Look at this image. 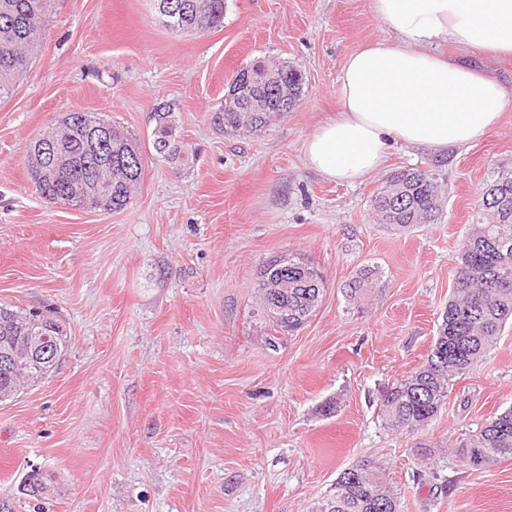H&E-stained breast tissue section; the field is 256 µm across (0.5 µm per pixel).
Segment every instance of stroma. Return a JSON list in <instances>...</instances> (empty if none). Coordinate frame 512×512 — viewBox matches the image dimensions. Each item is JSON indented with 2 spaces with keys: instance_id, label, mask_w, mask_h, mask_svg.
Segmentation results:
<instances>
[{
  "instance_id": "35a3bbf8",
  "label": "stroma",
  "mask_w": 512,
  "mask_h": 512,
  "mask_svg": "<svg viewBox=\"0 0 512 512\" xmlns=\"http://www.w3.org/2000/svg\"><path fill=\"white\" fill-rule=\"evenodd\" d=\"M386 37L370 0H226L223 27L194 35L165 28L153 0H54L32 66L0 100V303L61 319L70 339L52 371L0 404V499L16 512H307L365 458L404 512H512V459L477 469L454 454L512 406V324L425 431L377 417L382 389L431 349L486 181L512 170V107L469 148L391 144L386 166L352 184L303 155L336 114L347 56ZM437 50L512 95V58ZM257 59L295 66L304 93L264 130L224 133L211 117ZM162 107L173 162L152 148ZM78 111L142 146L123 211L51 206L32 188L28 144ZM416 167L441 187L437 220L374 223V192ZM288 252L322 272L325 293L282 335L258 277ZM362 276L355 309L343 290ZM36 469L50 476L38 501L22 492Z\"/></svg>"
}]
</instances>
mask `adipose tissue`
I'll return each instance as SVG.
<instances>
[{
	"label": "adipose tissue",
	"mask_w": 512,
	"mask_h": 512,
	"mask_svg": "<svg viewBox=\"0 0 512 512\" xmlns=\"http://www.w3.org/2000/svg\"><path fill=\"white\" fill-rule=\"evenodd\" d=\"M394 42L350 54L338 115L305 141L311 168L354 181L383 168L391 143L441 150L483 138L512 98L484 71L434 53L443 42L512 56V0H370Z\"/></svg>",
	"instance_id": "1"
}]
</instances>
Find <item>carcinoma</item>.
Listing matches in <instances>:
<instances>
[{"label": "carcinoma", "mask_w": 512, "mask_h": 512, "mask_svg": "<svg viewBox=\"0 0 512 512\" xmlns=\"http://www.w3.org/2000/svg\"><path fill=\"white\" fill-rule=\"evenodd\" d=\"M53 0H0V99L12 94L15 84L34 59V51ZM182 3L178 17L160 15L166 27L202 33L224 26V0H171ZM275 69L281 83L266 85L237 82L241 101L224 104L212 116L226 133L257 132L274 117L291 111L304 93L305 78L296 67L269 65L257 60L241 69L259 73ZM288 88V107L281 106L280 89ZM172 113L154 112L153 149L161 158L179 155L172 140ZM107 128L109 142L89 152L81 140L82 126ZM47 136L75 157L69 168L52 171L36 153L43 136L26 150L30 178L44 199L68 203L70 182L84 176L104 183L109 192L90 200L87 208L119 212L130 204L141 183L145 159L136 139L98 112L65 114ZM376 222L392 229L429 224L437 216L440 199L428 169L410 168L390 175L371 199ZM453 293L440 314L434 343L426 359L410 375L382 390L377 417L394 431L414 434L440 414L450 387L483 359L507 322L512 321V173H499L487 182L467 225L456 256ZM262 310L278 309L271 321L276 332H291L304 325L318 309L324 276L304 257L288 253L271 258L260 272ZM48 336L64 352L69 339L61 322L38 312L24 313L0 304V349L28 335L29 325ZM55 362L44 361L34 370H0V394H16L27 382L46 375ZM455 455L465 464L481 467L512 458V408L487 420L463 439ZM308 512H402L400 500L385 477L368 461L343 469L330 490Z\"/></svg>", "instance_id": "1"}]
</instances>
